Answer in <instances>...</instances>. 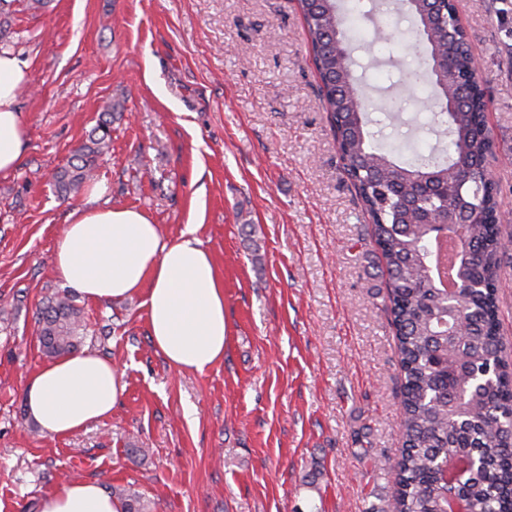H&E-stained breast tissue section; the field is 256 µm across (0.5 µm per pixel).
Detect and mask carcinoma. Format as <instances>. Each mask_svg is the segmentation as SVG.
Here are the masks:
<instances>
[{"label": "carcinoma", "instance_id": "obj_1", "mask_svg": "<svg viewBox=\"0 0 512 512\" xmlns=\"http://www.w3.org/2000/svg\"><path fill=\"white\" fill-rule=\"evenodd\" d=\"M403 2L419 32L412 54L433 66L442 55L457 78L448 80L445 69L428 76L402 70L399 83L428 81L437 91L432 132L447 145L397 162L374 145L370 102L350 90V18L338 0H296L339 159L388 275L403 448L389 465L394 492L383 512H454L457 501L465 512H512V365L501 351L497 289L512 242L502 236L500 193L487 167L495 143L486 91L455 0ZM120 108L107 103L87 140L54 173L59 196L75 195L91 180ZM417 216L452 220L450 290L437 280L429 225L408 223ZM36 324L48 357L74 353L87 335L83 312L66 292L39 307ZM450 457L458 467L445 480L441 468ZM111 494L123 499L125 512H151L135 493L114 487Z\"/></svg>", "mask_w": 512, "mask_h": 512}]
</instances>
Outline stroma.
Returning a JSON list of instances; mask_svg holds the SVG:
<instances>
[{
	"mask_svg": "<svg viewBox=\"0 0 512 512\" xmlns=\"http://www.w3.org/2000/svg\"><path fill=\"white\" fill-rule=\"evenodd\" d=\"M480 62L504 231L512 235V0H457ZM10 52L27 61L26 151L0 176V512H38L64 474L120 486L152 512H382L402 449L400 369L387 274L346 180L294 0H10ZM354 74L377 95L400 77L416 26L362 0ZM384 26L389 42L376 41ZM122 106L97 161L115 207L163 237L185 225L224 281V361L199 374L154 347L141 296H75L82 349L112 360L125 390L110 418L56 437L29 419L28 374L48 365L34 312L63 291L52 257L68 213L52 175ZM431 115L410 95L399 140ZM138 449L129 457L128 449Z\"/></svg>",
	"mask_w": 512,
	"mask_h": 512,
	"instance_id": "obj_1",
	"label": "stroma"
}]
</instances>
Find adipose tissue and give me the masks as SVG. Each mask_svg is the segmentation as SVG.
I'll return each instance as SVG.
<instances>
[{
    "label": "adipose tissue",
    "mask_w": 512,
    "mask_h": 512,
    "mask_svg": "<svg viewBox=\"0 0 512 512\" xmlns=\"http://www.w3.org/2000/svg\"><path fill=\"white\" fill-rule=\"evenodd\" d=\"M31 80L17 56L0 53V175L14 171L27 143L17 97ZM106 193L104 183H95L85 205L69 214L56 241L55 274L96 302L143 295L149 334L172 368L202 374L222 363L224 285L197 225H186L178 239L164 238L144 212L104 204ZM24 387L29 414L59 437L110 417L124 391L111 361L86 352L42 367ZM40 512L125 509L98 481L74 478L45 495Z\"/></svg>",
    "instance_id": "adipose-tissue-1"
}]
</instances>
